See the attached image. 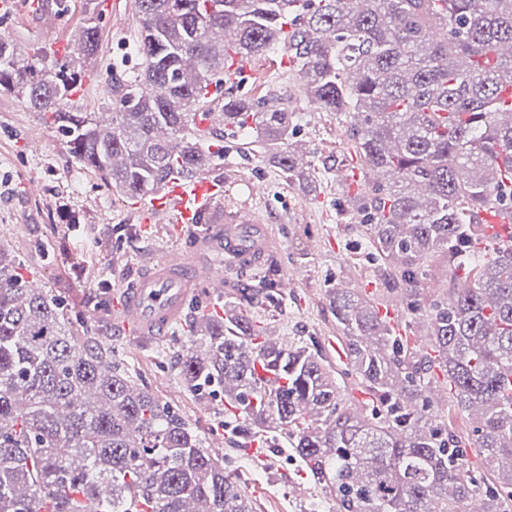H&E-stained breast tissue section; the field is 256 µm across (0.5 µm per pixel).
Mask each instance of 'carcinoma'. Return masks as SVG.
Masks as SVG:
<instances>
[{"label":"carcinoma","instance_id":"cac0c4a2","mask_svg":"<svg viewBox=\"0 0 512 512\" xmlns=\"http://www.w3.org/2000/svg\"><path fill=\"white\" fill-rule=\"evenodd\" d=\"M138 0L136 72L110 76L111 118L65 107L82 75L41 66L0 37V91H24L73 156L130 199L173 174L205 175L222 159L207 120L226 61L283 49L307 102L349 127L362 173L360 209L383 292L408 307L438 256L450 288L428 309L430 347L396 333L370 298L327 290L344 335L347 374L369 414L342 403L336 371L315 337L278 344L249 316L284 297L274 278L241 276L224 316L199 313V342L179 355L191 392L214 389L239 410L235 433L286 448L331 497L328 512H512V250L482 214L512 209V0ZM83 61L97 50V3L86 0ZM293 25L289 42L285 24ZM288 89L256 103L224 93V127L253 133L290 183L305 180ZM390 170L394 181L370 174ZM0 248V512H255L202 448L192 426L140 388L112 353L80 335L50 292L26 287ZM440 371L458 410H482L475 439L497 482L470 469L464 442L422 400Z\"/></svg>","mask_w":512,"mask_h":512}]
</instances>
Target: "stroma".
<instances>
[{"mask_svg":"<svg viewBox=\"0 0 512 512\" xmlns=\"http://www.w3.org/2000/svg\"><path fill=\"white\" fill-rule=\"evenodd\" d=\"M107 2V8L98 11L99 50L91 63H83L70 51L47 61L54 70L71 65L84 69L80 96L67 102L75 112L111 111L108 74L131 71L139 62L135 0ZM45 3L36 17L0 16V34L24 53L49 35L69 40L83 17L82 0ZM288 67L283 52L256 57L249 75L235 84V95L252 101L263 98ZM292 104L302 114L296 140L308 153L309 183L284 181L263 158L245 153L238 137H224V157L214 171L233 170L234 204L265 215L269 231L280 244L282 266L308 267L307 278L289 293L279 315H271L259 303L251 307L257 327L272 329L275 337L291 343L303 336L337 341L342 332L326 291L340 284L376 293L369 261L361 253L369 232L366 225L352 221L355 210L350 200L356 185L340 178L341 170L351 164L346 122L334 113L316 112L301 97H294ZM34 126L42 129L43 137L31 144L25 135ZM255 181L266 183L265 197L251 196L249 186ZM30 184L39 186L38 194L27 193ZM0 247L15 255L60 299L97 343L112 348L141 387L187 420L201 441L234 425L235 416L225 409L223 394L196 396L182 384L178 355L193 341L184 326L151 342L116 334L112 327L114 292L139 268L166 253L167 225L144 231L133 200L81 167L56 126L34 112L25 95L17 92H0ZM428 396L433 412L449 430L470 439L476 420L454 408L444 378L435 379ZM224 471L238 480L259 505V512H310L312 505L325 502L320 489L284 448L265 449L260 459L237 449L225 454Z\"/></svg>","mask_w":512,"mask_h":512,"instance_id":"stroma-1","label":"stroma"}]
</instances>
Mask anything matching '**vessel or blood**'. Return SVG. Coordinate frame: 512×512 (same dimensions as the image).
I'll return each instance as SVG.
<instances>
[{"label":"vessel or blood","instance_id":"vessel-or-blood-1","mask_svg":"<svg viewBox=\"0 0 512 512\" xmlns=\"http://www.w3.org/2000/svg\"><path fill=\"white\" fill-rule=\"evenodd\" d=\"M138 212L141 223L167 225L172 239L189 235L193 243L164 254L115 292L112 320L133 337L163 338L199 294L219 305L232 271L260 267L277 248L257 213L232 208L221 176H171Z\"/></svg>","mask_w":512,"mask_h":512}]
</instances>
